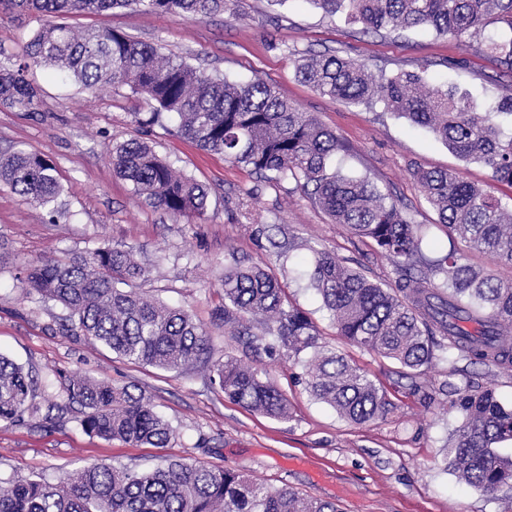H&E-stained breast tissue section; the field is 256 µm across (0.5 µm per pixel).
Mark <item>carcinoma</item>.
<instances>
[{"instance_id":"obj_1","label":"carcinoma","mask_w":512,"mask_h":512,"mask_svg":"<svg viewBox=\"0 0 512 512\" xmlns=\"http://www.w3.org/2000/svg\"><path fill=\"white\" fill-rule=\"evenodd\" d=\"M325 13L339 12L376 33L432 29L438 34L479 37L482 54L512 73V0H310ZM139 6L155 14L208 16L224 10V0H0V6L42 15L96 13ZM495 31L487 34V27ZM27 61L0 66V106L17 112L38 110L37 90L26 80L28 60L43 64L87 90L129 86L154 104L136 123L150 126L173 117L176 133L206 151L224 154L270 181L292 180L350 233L372 239L394 266L395 287L370 280L317 253L311 286L332 311L338 333L350 343L391 359L416 378L442 357L486 367L512 368V284L479 271L453 248L431 255L423 248L427 227L416 224L367 177L327 164L347 146L308 112L268 82L256 78L234 84L209 77L183 60L163 57L145 42L112 29L79 33L45 25L26 45ZM297 76L323 96L369 106L384 103L392 114L426 127L448 149L483 163L493 180L512 188V94L484 112L455 88L428 85L408 72L372 73L365 65L323 53L294 60ZM113 169L133 184L154 209L176 217H201L208 192L176 171L147 142L130 138L112 145ZM413 179L435 210L448 237L512 266V209L451 170L412 169ZM0 182L30 203L44 206L61 192L57 164L23 149L0 153ZM145 275L134 252L103 246L91 253L47 258L26 269L25 283L41 298L69 311L70 331L110 348L118 356L165 371L196 362L209 336L185 308L154 302L118 288ZM224 307L220 317L241 346L244 359L230 357L214 368L224 396L260 414L288 419V398L257 366L262 358H297L312 395L342 418L365 424L389 412L386 391L344 356L318 345V332L294 306L276 275L261 265L224 266ZM440 341H435V337ZM441 354H436V350ZM67 400L83 409L81 426L105 440L163 447L171 435L167 420L141 394L106 380L63 377ZM462 416L447 447L450 467L470 487L487 495L512 491V458L495 451L512 443V406L493 389L454 390ZM34 380L0 355V420L35 416ZM0 512H338L336 504L299 496L287 487L231 470H213L172 460L136 472L93 463L59 481L21 479L0 485Z\"/></svg>"}]
</instances>
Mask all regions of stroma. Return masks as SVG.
<instances>
[{
	"instance_id": "35a3bbf8",
	"label": "stroma",
	"mask_w": 512,
	"mask_h": 512,
	"mask_svg": "<svg viewBox=\"0 0 512 512\" xmlns=\"http://www.w3.org/2000/svg\"><path fill=\"white\" fill-rule=\"evenodd\" d=\"M80 31L112 29L156 46L201 73L245 83L274 84L301 111L312 113L350 148L332 169L369 177L413 221L428 225L425 249H446L448 233L410 174L413 167L446 168L495 196L512 187L493 180L482 163L449 152L428 130L387 112L382 104L355 105L317 94L296 76L293 60L332 51L392 75L405 70L431 85H457L478 105L512 93V79H496L495 64L476 38L439 36L431 30L366 34L345 15L325 14L310 0H224L222 13L199 17L117 9L83 16L0 14V65L11 66L45 22ZM38 112L0 107V151L18 147L51 157L60 195L50 205L31 204L0 183V354L31 371L38 398L65 403L55 372L108 379L144 394L170 422L165 447L133 446L85 433L79 408L51 422L23 417L0 421V483L57 480L104 461L143 470L170 460L250 474L300 496L335 502L339 512H512V502L481 494L446 469L443 450L461 422L449 384L493 388L512 405V369L439 359L411 381L393 360L339 336L309 275L315 253L329 252L383 284L394 283L392 264L372 240L332 224L294 181H267L249 167L200 149L177 135L173 120L141 127L135 113L151 106L129 87L92 93L30 65ZM143 138L156 152L208 191L204 216L175 217L146 205L112 167V144ZM133 248L146 267L134 284L143 295L187 308L210 336L196 366L177 373L133 364L108 347L65 330L66 310L29 292L24 267L104 245ZM267 265L292 302L307 313L319 343L335 349L384 387L393 403L382 419L356 425L308 391L301 365L269 364L286 394L288 419L250 412L226 398L211 369L241 350L216 312L224 304L225 264Z\"/></svg>"
}]
</instances>
